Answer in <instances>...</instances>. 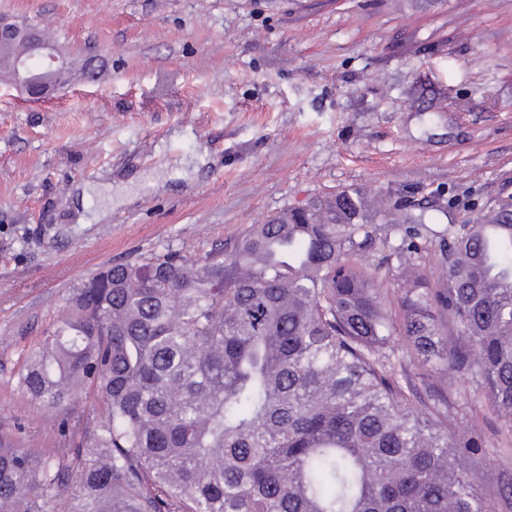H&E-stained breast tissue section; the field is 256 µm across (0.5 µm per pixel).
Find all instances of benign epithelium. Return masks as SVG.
I'll return each instance as SVG.
<instances>
[{
	"label": "benign epithelium",
	"instance_id": "7a95c632",
	"mask_svg": "<svg viewBox=\"0 0 512 512\" xmlns=\"http://www.w3.org/2000/svg\"><path fill=\"white\" fill-rule=\"evenodd\" d=\"M16 44L27 47V53L10 59L14 84L29 98L44 100L62 88L61 77L67 70V57L41 30L7 15H0V49Z\"/></svg>",
	"mask_w": 512,
	"mask_h": 512
}]
</instances>
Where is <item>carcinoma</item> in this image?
Listing matches in <instances>:
<instances>
[{
    "label": "carcinoma",
    "instance_id": "obj_1",
    "mask_svg": "<svg viewBox=\"0 0 512 512\" xmlns=\"http://www.w3.org/2000/svg\"><path fill=\"white\" fill-rule=\"evenodd\" d=\"M435 217L346 187L199 257L115 263L23 358L59 447L0 430V506L45 512H491L448 373L512 437V211ZM401 232L389 245L383 225ZM400 336L406 353L392 343ZM98 411L99 406L92 398H83L70 406L67 416L72 426L84 428Z\"/></svg>",
    "mask_w": 512,
    "mask_h": 512
}]
</instances>
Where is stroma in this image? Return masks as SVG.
I'll return each mask as SVG.
<instances>
[{"label": "stroma", "instance_id": "obj_1", "mask_svg": "<svg viewBox=\"0 0 512 512\" xmlns=\"http://www.w3.org/2000/svg\"><path fill=\"white\" fill-rule=\"evenodd\" d=\"M99 80L32 100L0 79V427L53 448L16 387L73 288L199 256L284 207L359 187L464 224L512 195V0H0ZM458 428L496 501L512 444L460 379Z\"/></svg>", "mask_w": 512, "mask_h": 512}]
</instances>
